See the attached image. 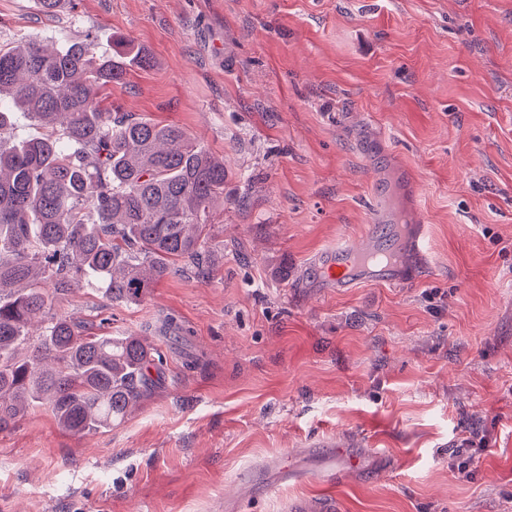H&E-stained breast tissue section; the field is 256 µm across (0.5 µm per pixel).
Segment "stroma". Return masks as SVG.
<instances>
[{
	"label": "stroma",
	"instance_id": "35a3bbf8",
	"mask_svg": "<svg viewBox=\"0 0 512 512\" xmlns=\"http://www.w3.org/2000/svg\"><path fill=\"white\" fill-rule=\"evenodd\" d=\"M88 31L150 55L105 103L223 158L224 203L205 276L54 301L165 373L121 424L0 429V512H512V0H0V44ZM377 213L401 284L328 287Z\"/></svg>",
	"mask_w": 512,
	"mask_h": 512
}]
</instances>
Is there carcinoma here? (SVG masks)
Instances as JSON below:
<instances>
[{"mask_svg":"<svg viewBox=\"0 0 512 512\" xmlns=\"http://www.w3.org/2000/svg\"><path fill=\"white\" fill-rule=\"evenodd\" d=\"M90 34L59 48L0 45V427L34 403L89 433L119 424L163 373L139 336L95 334L52 297L96 284L140 302L182 262L204 271L202 230L224 201V163L184 130L112 117L102 92L146 57ZM43 129L15 142L9 108Z\"/></svg>","mask_w":512,"mask_h":512,"instance_id":"carcinoma-1","label":"carcinoma"}]
</instances>
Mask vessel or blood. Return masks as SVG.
Segmentation results:
<instances>
[{"mask_svg": "<svg viewBox=\"0 0 512 512\" xmlns=\"http://www.w3.org/2000/svg\"><path fill=\"white\" fill-rule=\"evenodd\" d=\"M389 235L386 226L372 222L366 232V245L355 247L342 240L322 250L315 262L327 281L339 288L361 281L390 279L396 257L386 245Z\"/></svg>", "mask_w": 512, "mask_h": 512, "instance_id": "obj_1", "label": "vessel or blood"}]
</instances>
